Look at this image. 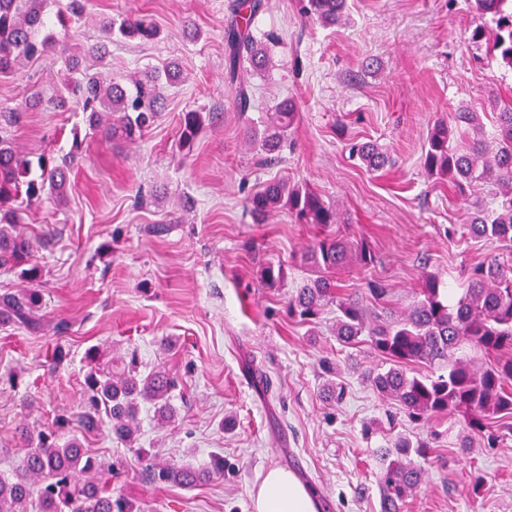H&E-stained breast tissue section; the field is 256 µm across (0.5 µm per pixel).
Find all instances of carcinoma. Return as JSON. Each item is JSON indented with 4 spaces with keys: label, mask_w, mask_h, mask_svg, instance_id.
<instances>
[{
    "label": "carcinoma",
    "mask_w": 512,
    "mask_h": 512,
    "mask_svg": "<svg viewBox=\"0 0 512 512\" xmlns=\"http://www.w3.org/2000/svg\"><path fill=\"white\" fill-rule=\"evenodd\" d=\"M472 9L484 20L471 39L486 45V53L512 69V0H471ZM52 0H0V76L12 74L22 58H32L50 50L68 58L73 77L56 98L59 107L73 97L86 114L90 129L104 137L131 144L140 140L164 108L168 87L179 81L180 68L168 63L161 70H148L129 83L113 81L104 85L98 76L80 69L85 57L101 63L109 54L112 37L149 43L159 29L149 18L109 19L103 22L106 39L83 51L68 43L72 17L83 10L82 0L57 9L49 16ZM346 0H299V10L326 27L344 17ZM261 0H236L224 27L226 79L238 81L241 69L261 72L271 64L270 46L278 44L270 33L262 41L255 35ZM491 141H486L476 112H456L453 122L471 127L472 145L461 150L451 145L454 128L448 121L434 123L423 156V168L431 176L449 179L460 191L474 182L491 184L492 205L483 204L467 216L462 234L474 239H493L506 253L512 251V103L495 112ZM296 106L292 101L274 105L262 126H250L245 138L260 162L276 157L288 141ZM206 117L186 112L180 121L179 148L189 153ZM352 158L367 169L379 171L391 158L371 142L349 144ZM67 177L51 153L33 161L9 139L0 137V267L19 270L25 286L0 293V324L37 331L43 325L39 282L42 270L30 264L32 244L16 230L20 215L15 203H28L47 193L62 197ZM256 224L282 209L298 224L318 229L311 246L301 255L310 276L288 300V316L314 326L330 305H336V340L346 346L367 337L372 351L387 368L367 374L372 389L393 400L413 422L425 424L447 415H460L467 427L481 432L494 416L512 415V358L499 353L512 349V260L498 255L470 267L459 295L442 288L439 275L424 276L413 307L398 316H385L388 290L381 282L366 281L372 301L367 310L358 299L341 297L335 274L346 268L367 271L376 263L374 252L364 243H353L329 230L340 222L336 206L316 192L283 181L267 184L247 201ZM285 277L281 263L267 262L260 269L259 282L265 288L278 287ZM498 359L477 374L455 353L463 344ZM100 347H89L83 356L85 403L81 415L87 433L108 432L120 442L136 441L137 417L143 404L151 405L163 425L175 414L173 394L179 379L163 367L144 373L138 354L129 360L101 363ZM421 365L426 371L411 372ZM72 418L58 414L34 434L21 436L29 448L11 474L0 473V512H131L122 494L112 493V479L121 474L122 462L104 463L85 448L72 432ZM429 443L408 440L398 443L397 458L388 462L379 479L383 512H398L400 504L421 479V467L410 454L426 458ZM156 482L191 488L203 480L224 477V456L215 454L207 467L196 470L169 462L150 466Z\"/></svg>",
    "instance_id": "cac0c4a2"
}]
</instances>
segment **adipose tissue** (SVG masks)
Masks as SVG:
<instances>
[{
  "instance_id": "ef3b65f1",
  "label": "adipose tissue",
  "mask_w": 512,
  "mask_h": 512,
  "mask_svg": "<svg viewBox=\"0 0 512 512\" xmlns=\"http://www.w3.org/2000/svg\"><path fill=\"white\" fill-rule=\"evenodd\" d=\"M255 512H316L307 489L282 468H270L255 496Z\"/></svg>"
}]
</instances>
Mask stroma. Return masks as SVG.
Wrapping results in <instances>:
<instances>
[{
  "mask_svg": "<svg viewBox=\"0 0 512 512\" xmlns=\"http://www.w3.org/2000/svg\"><path fill=\"white\" fill-rule=\"evenodd\" d=\"M229 2L83 0L74 30L81 46L101 41L110 18L146 15L161 30L152 43L113 39L105 76L123 80L170 60L182 67L160 118L135 144L92 133L76 101L55 106L68 72L53 53L0 78V105L38 98L7 137L30 158L66 160L69 177L63 203L46 196L22 208L20 229L42 269L46 326H0V470L27 451L20 426L37 430L62 412L79 417L82 357L98 344L138 349L180 378L174 422H143L139 448L83 437L102 460H123L112 488L139 512H254L252 497L274 466L311 475L325 512H382V457L403 437L432 446L401 512H512V417L492 421L493 445L459 416L425 426L388 420L389 403L364 378L381 360L368 344L337 341L335 309L313 327L286 312L308 275L301 255L314 230L285 212L254 223L245 206L274 179L334 203L343 219L336 232L368 242L378 257L370 272H339L342 295L365 299V281L377 279L399 313L415 303L426 273L460 287L472 264L501 251L492 240L448 234L489 189L459 194L427 175L422 158L433 124L457 111L491 127L489 98L512 100V72L471 42L469 0H347L345 20L333 27L305 21L298 0H262L257 30L280 42L272 67L247 75L251 108L243 113L225 78ZM286 98L296 104L295 124L278 161L265 166L245 131ZM189 111L210 119L184 156L178 129ZM354 141L381 145L392 165L374 172L350 159ZM269 261L285 269L274 289L257 275ZM60 320L70 329L57 336L50 325ZM59 344L71 361L48 371ZM325 359L347 387L337 406L322 393ZM215 453L223 478L191 489L143 474L149 461L201 468Z\"/></svg>",
  "mask_w": 512,
  "mask_h": 512,
  "instance_id": "35a3bbf8",
  "label": "stroma"
}]
</instances>
